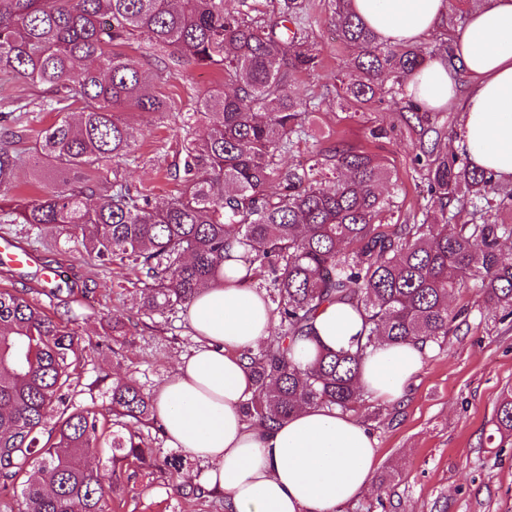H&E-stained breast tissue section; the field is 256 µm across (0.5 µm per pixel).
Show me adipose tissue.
<instances>
[{
  "instance_id": "adipose-tissue-1",
  "label": "adipose tissue",
  "mask_w": 512,
  "mask_h": 512,
  "mask_svg": "<svg viewBox=\"0 0 512 512\" xmlns=\"http://www.w3.org/2000/svg\"><path fill=\"white\" fill-rule=\"evenodd\" d=\"M354 12L393 45H414L448 16V0H352ZM456 67L437 54L409 79V98L429 110L460 108L466 149L476 166L512 181V0H480L453 34ZM472 80L459 84V72ZM197 342L158 389L155 406L170 447L201 460L202 480L223 492L229 512H336L372 486L377 440L355 418L306 406L271 425L248 424L241 405L253 395L242 358L272 331V313L257 288L232 274L201 290L187 311ZM362 318L333 303L315 320L317 338L295 346L307 364L319 348L348 346ZM427 354L420 344L383 343L365 359L361 386L386 403L399 401Z\"/></svg>"
}]
</instances>
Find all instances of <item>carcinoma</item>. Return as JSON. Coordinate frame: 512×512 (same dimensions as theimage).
Instances as JSON below:
<instances>
[{
  "label": "carcinoma",
  "mask_w": 512,
  "mask_h": 512,
  "mask_svg": "<svg viewBox=\"0 0 512 512\" xmlns=\"http://www.w3.org/2000/svg\"><path fill=\"white\" fill-rule=\"evenodd\" d=\"M0 0V72L66 89L61 101L82 105L81 121L61 116L41 133L33 175L98 169L126 157L132 141L117 115L124 106L161 112L144 93L152 73L112 46L142 39L155 59L222 68L223 85L199 102L214 116L206 134L186 141L175 167L178 194L153 203L118 179L72 187L54 180L41 197L17 200L22 163L12 133L0 131V223L31 224L46 236L66 233L102 265L141 275L139 310L189 309L200 287L217 279L232 250L253 274L267 276L277 332L243 354L255 391L242 405L248 423H276L308 405L343 413L363 401L361 364L379 340L420 341L440 349L459 317L448 297L471 286L512 315V224L490 213L512 206V189L468 156L436 153L444 135L432 114L404 97L405 81L427 61L424 50L386 43L333 0L336 40L353 52L342 99L363 107L390 95L406 123L428 139L423 155L430 200L419 224L382 222L394 207L382 191L390 170L374 155L336 147L311 164L284 169L299 143L310 102L294 76L319 66L304 28V0H281L280 20L252 15L249 0ZM398 88L384 90V79ZM345 173L328 188L324 171ZM479 220L448 232V208ZM350 303L363 317L351 344L321 351L301 369L294 346L314 336L326 305ZM18 289H0V483L23 486L25 512H105L131 463L152 478L177 472L181 455L145 446L162 430L154 401L130 376L107 388L112 422L92 409H69L84 349L65 319ZM494 431L512 435V392L499 402ZM99 452L112 470L87 464Z\"/></svg>",
  "instance_id": "cac0c4a2"
}]
</instances>
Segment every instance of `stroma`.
Wrapping results in <instances>:
<instances>
[{
    "mask_svg": "<svg viewBox=\"0 0 512 512\" xmlns=\"http://www.w3.org/2000/svg\"><path fill=\"white\" fill-rule=\"evenodd\" d=\"M329 0H307V26L314 32L319 66L297 74L295 84L313 98L317 113L306 136L285 159L291 166L306 162L336 145L368 148L388 166L396 183V224L421 218L427 195L425 170L418 164L419 137L389 102L344 112L336 98V79L351 74V56L337 44L330 22ZM144 68L154 80L151 91L166 99L164 112L120 109L133 136L131 154L119 170L132 189L160 202L175 194L171 173L181 159L185 137H200L208 124L197 114L198 101L222 81L218 68L182 62L161 67L144 44L132 41L116 48ZM47 87L0 75V113L17 105L27 110L12 122L15 147L26 158L16 175L20 199L42 196L48 184L34 179V148L56 113L44 110ZM0 235L57 260L78 293L71 308L73 327L87 348L80 389L73 406L107 405L104 374L133 376L149 394L173 376L180 358L195 345L185 313L135 310L139 291L135 272L127 266L101 267L75 262L81 247L67 236H40L28 224H1ZM452 309H467V322L450 333L444 349L429 353L404 399L387 404L367 398L354 411L378 441L376 489L340 512H356L357 504L372 512H512V440L493 439L499 400L512 391V317L503 318L473 289L452 296ZM126 333L113 337V322ZM204 464L186 459L181 474L156 476L148 485L131 480L112 502V512H224L218 493L194 492L190 472Z\"/></svg>",
    "mask_w": 512,
    "mask_h": 512,
    "instance_id": "stroma-1",
    "label": "stroma"
}]
</instances>
